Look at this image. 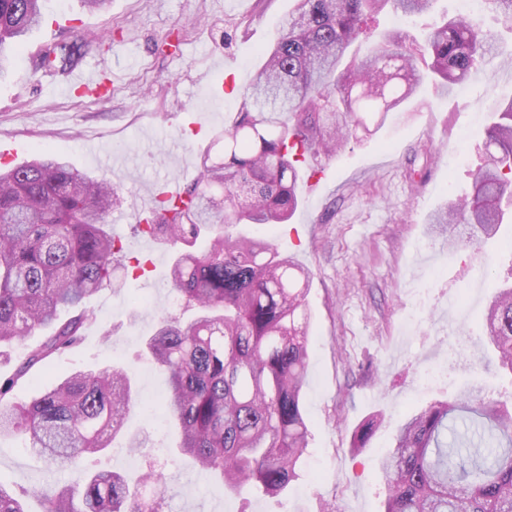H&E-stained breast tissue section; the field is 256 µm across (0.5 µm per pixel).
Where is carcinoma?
I'll return each instance as SVG.
<instances>
[{
	"label": "carcinoma",
	"mask_w": 512,
	"mask_h": 512,
	"mask_svg": "<svg viewBox=\"0 0 512 512\" xmlns=\"http://www.w3.org/2000/svg\"><path fill=\"white\" fill-rule=\"evenodd\" d=\"M295 2L215 139L222 154L204 151L184 199L157 203L141 225L175 248L172 292L190 312L165 314L146 341L167 377L179 449L225 490L256 487L271 497L298 479L308 445L301 392L311 273L273 244L224 228L287 223L299 205L302 163L337 156L360 131L373 134L428 78L448 94L499 51L474 17L459 15L432 25L420 41L393 31L351 57L386 5L420 16L435 0ZM42 18L41 0H0V79ZM82 57L81 44H51L39 65L66 74ZM493 111L488 158L472 192L435 216L450 236L467 224L492 238L512 206V98L494 101ZM117 202L111 182L56 155L0 167V355L22 350L0 376V439L24 438L71 475L63 486L36 491L43 512H165L164 472L147 471L149 481L133 486L119 471L88 467L122 433L132 401L123 366L76 370L28 403L15 398L37 367L65 354L95 321L86 300L123 284L126 254L108 224ZM37 331L42 339L26 344ZM485 333L512 373V283L492 294ZM381 421L380 413L369 416L352 448L366 447ZM380 469L384 512H512V412L478 387L433 402L399 426ZM27 494L0 482V512H26Z\"/></svg>",
	"instance_id": "1"
}]
</instances>
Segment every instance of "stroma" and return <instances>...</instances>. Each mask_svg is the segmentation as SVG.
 I'll return each mask as SVG.
<instances>
[{
    "label": "stroma",
    "mask_w": 512,
    "mask_h": 512,
    "mask_svg": "<svg viewBox=\"0 0 512 512\" xmlns=\"http://www.w3.org/2000/svg\"><path fill=\"white\" fill-rule=\"evenodd\" d=\"M292 7L293 0H112L108 10L91 12L81 0H44L40 28L15 56L13 77L0 82V141L20 144L12 165L49 152L111 180L121 203L110 222L129 257L151 261L123 288L98 293L96 321L81 342L16 395L28 401L70 371L125 364L134 388L125 429L149 443L133 453L116 440L98 462L134 477L157 461L168 512H383L378 462L412 408L453 400L471 384L512 406V374L484 330L493 286L512 278V252L494 239L453 250L431 223L469 193L490 107L512 97V72L494 62L448 95L426 86L376 133L319 158L325 176L312 188L300 183L291 223L236 228L312 273L302 389L309 445L299 478L278 497L228 494L191 461L168 456L176 436L166 425L164 378L140 349L172 308L173 251L137 229V214L148 184L172 179L185 188L197 180L201 154L236 112L260 49ZM457 12V0H436L432 12L412 18L386 10L354 49L366 53L394 30L422 37ZM81 41L88 44L81 66L100 69L104 98L61 92L65 75L38 65L44 46ZM202 117L209 134L198 139L188 126ZM436 365L444 378L418 389ZM375 412L382 425L368 447L352 451L354 430ZM0 479L46 488L69 474L10 438L0 441Z\"/></svg>",
    "instance_id": "1"
}]
</instances>
